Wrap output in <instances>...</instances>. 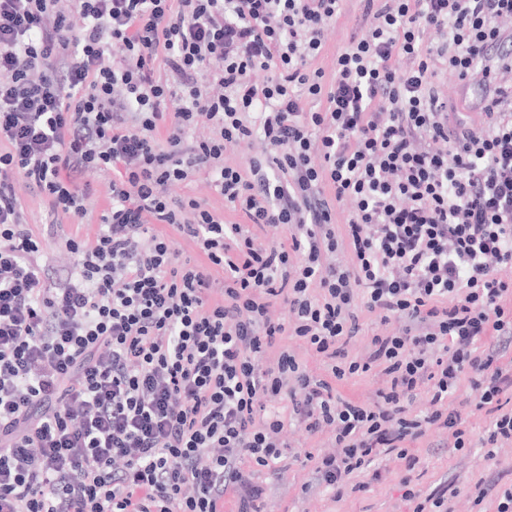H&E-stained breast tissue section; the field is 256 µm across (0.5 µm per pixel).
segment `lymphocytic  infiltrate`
Here are the masks:
<instances>
[{"instance_id":"lymphocytic-infiltrate-1","label":"lymphocytic infiltrate","mask_w":512,"mask_h":512,"mask_svg":"<svg viewBox=\"0 0 512 512\" xmlns=\"http://www.w3.org/2000/svg\"><path fill=\"white\" fill-rule=\"evenodd\" d=\"M364 2L325 84L309 64L342 0H0V512H260L255 476L285 448L266 397L334 428L315 473L338 499L378 454L414 472L430 428L466 447L461 380L491 417L483 447L512 440V0ZM441 73L478 90L483 126L449 122ZM256 138L264 159L225 164ZM203 169L244 223L169 195ZM89 170L118 171L109 207L48 287L19 188L79 224ZM361 308L401 327L353 357ZM285 334L327 375L267 361ZM376 367L373 401L337 391Z\"/></svg>"}]
</instances>
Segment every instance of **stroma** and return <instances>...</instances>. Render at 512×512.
Here are the masks:
<instances>
[{
	"instance_id": "obj_1",
	"label": "stroma",
	"mask_w": 512,
	"mask_h": 512,
	"mask_svg": "<svg viewBox=\"0 0 512 512\" xmlns=\"http://www.w3.org/2000/svg\"><path fill=\"white\" fill-rule=\"evenodd\" d=\"M369 25L361 0H343L342 10L327 25L322 49L313 60L312 69L332 75L338 52L360 37ZM437 83L447 95L451 111L463 113L470 125L479 127L485 116L473 89L456 78L439 75ZM84 181L91 189L87 200L88 214L81 224L65 225L63 234L50 235L47 226L52 220L47 200L37 190L21 187L19 190L21 211L26 224L41 242L39 258L49 268L50 279L69 265L64 235L93 239L110 201V175L96 170L87 171ZM175 197H192L206 206L223 213L229 224L243 223L242 214L226 210L223 198L209 186L206 172L194 174L190 180L171 189ZM475 395L468 385H461L449 402L451 409L461 413L470 431L468 448H450L447 430L434 428L414 443L411 451L419 459L412 486H404L405 462L396 455L381 454L375 457L372 471H379L380 480H372V471L350 475V484H361V491L333 499L324 486L315 479L317 458L335 452V437L331 428L318 433H307L303 424L288 417V404L284 401H268V410L285 413L287 420L281 438L290 451L284 471L263 472L259 478L264 488L261 512H414L415 499L406 496L407 489H414L417 496H428L440 485L455 482L458 493L449 497L450 512H496L498 495L502 489L512 486V441L501 442L494 452H486L481 438L489 425L485 412L476 410ZM483 483L488 494L481 504H474L476 483Z\"/></svg>"
}]
</instances>
